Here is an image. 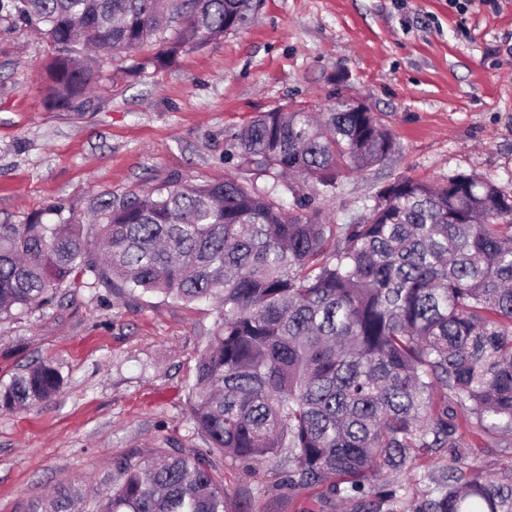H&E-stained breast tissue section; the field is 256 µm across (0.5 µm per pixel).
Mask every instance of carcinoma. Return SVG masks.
Masks as SVG:
<instances>
[{
    "label": "carcinoma",
    "mask_w": 512,
    "mask_h": 512,
    "mask_svg": "<svg viewBox=\"0 0 512 512\" xmlns=\"http://www.w3.org/2000/svg\"><path fill=\"white\" fill-rule=\"evenodd\" d=\"M261 0H0V18L50 45L46 102L85 100L103 62L159 42L141 67L244 29ZM171 36H166L167 32ZM242 176L181 182L103 204L94 261L73 218L0 224V316L51 304L75 272L135 301L213 304L191 389L204 448H155L118 463L99 512H225L218 453L244 466L282 455L291 487L324 485L349 512H512V469L465 463L461 429L512 447V196L475 174L398 177L374 204L328 224L286 181L323 192L342 170L396 152L373 112H263L238 135ZM293 202H288L286 196ZM42 363L0 387V410L51 399ZM453 449L419 474L421 452ZM431 486L403 503L380 473ZM31 512H85L61 487Z\"/></svg>",
    "instance_id": "1"
}]
</instances>
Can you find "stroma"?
Instances as JSON below:
<instances>
[{"instance_id":"stroma-1","label":"stroma","mask_w":512,"mask_h":512,"mask_svg":"<svg viewBox=\"0 0 512 512\" xmlns=\"http://www.w3.org/2000/svg\"><path fill=\"white\" fill-rule=\"evenodd\" d=\"M48 45L0 22V224H26L63 202L88 242L101 201L179 178L238 171L236 134L259 113L364 103L392 133L383 165L345 172L336 193L300 184L330 224L400 176L434 183L472 173L512 195V0H263L246 28L184 50L169 67L138 54L104 67L83 107L44 103ZM215 320L206 303H134L84 281L51 307L0 320V384L43 362L63 377L52 399L0 412V512H29L62 485L87 508L116 460L200 448L189 394ZM227 512H341L325 487H289L272 459L253 473L218 459Z\"/></svg>"}]
</instances>
